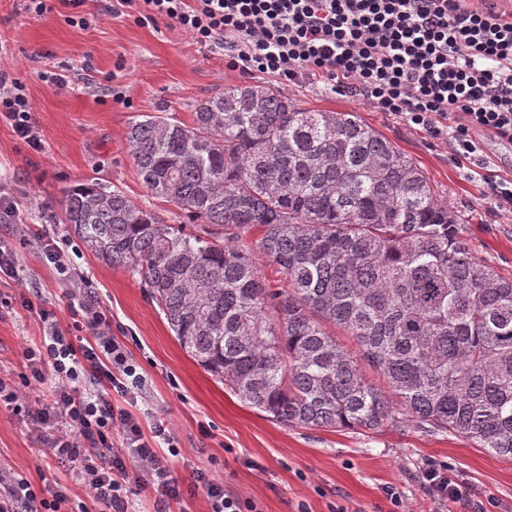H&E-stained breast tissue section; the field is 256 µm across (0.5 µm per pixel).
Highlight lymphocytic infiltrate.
<instances>
[{
	"label": "lymphocytic infiltrate",
	"mask_w": 512,
	"mask_h": 512,
	"mask_svg": "<svg viewBox=\"0 0 512 512\" xmlns=\"http://www.w3.org/2000/svg\"><path fill=\"white\" fill-rule=\"evenodd\" d=\"M124 15L171 20L201 45L232 49L231 66L293 84L316 78L363 97L375 109L446 139L501 210L512 213V178L501 177L485 148L512 143V0H118ZM24 85L0 76V115L17 138L41 146ZM35 312L40 336L22 351L19 382L0 378V404L26 418L32 431L68 466L67 480L38 487L21 474L0 472V512H137L134 489L167 500L184 492L174 479L176 454L164 426L144 437L113 395L137 402L146 379L110 330L93 299L72 292V324L58 326L44 305ZM56 384L37 397L47 375ZM167 455H159V445ZM138 462L130 471L129 462ZM422 481L441 504L462 500L455 469L427 461ZM211 512H258L225 492L207 472L194 475Z\"/></svg>",
	"instance_id": "1"
}]
</instances>
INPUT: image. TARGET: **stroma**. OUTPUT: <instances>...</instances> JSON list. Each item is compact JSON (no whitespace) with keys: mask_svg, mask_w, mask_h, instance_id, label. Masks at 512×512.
Returning a JSON list of instances; mask_svg holds the SVG:
<instances>
[{"mask_svg":"<svg viewBox=\"0 0 512 512\" xmlns=\"http://www.w3.org/2000/svg\"><path fill=\"white\" fill-rule=\"evenodd\" d=\"M116 6V0H87L95 19L81 28L66 22L63 0L43 19L27 15L23 0H0V74L25 85L43 144L31 150L0 118V192L16 205L15 217L0 219V237L17 242L20 275L0 282V296L15 302L0 316V375L18 377L22 350L39 334L37 318L18 305L19 296L40 297L65 326L69 292L80 288L107 311L113 336L145 375L148 392L133 413L144 434L160 423L169 430L179 451L170 467L182 488L202 470L223 480L225 491L251 499L259 512H297L302 505L307 512H334L339 505L347 512H389L383 490L390 486L407 512H438L421 479L424 463L436 460L455 467L472 499L493 500L491 512H512V461L437 430L390 428L375 435L284 426L239 400L180 347L140 280L84 249L72 278L44 264V243L70 236L45 215L77 181L113 184L169 217L170 204L150 198L131 162L132 117L187 123L191 102L227 87L280 85L277 77L231 67L223 49L198 44L166 21L152 26L116 16ZM50 69L64 75L62 85L41 80ZM284 93L311 110L358 113L447 199L473 254L512 278V214L499 211L482 184L459 168L446 141L317 80ZM0 466L41 487L64 481L67 470L36 441L26 419L4 406Z\"/></svg>","mask_w":512,"mask_h":512,"instance_id":"35a3bbf8","label":"stroma"}]
</instances>
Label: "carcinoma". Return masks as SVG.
Masks as SVG:
<instances>
[{
  "mask_svg": "<svg viewBox=\"0 0 512 512\" xmlns=\"http://www.w3.org/2000/svg\"><path fill=\"white\" fill-rule=\"evenodd\" d=\"M128 141L151 196L190 223L96 180L66 192L63 223L144 282L181 348L242 402L285 426L430 428L512 460V279L357 113L249 84L194 103L190 125L135 116Z\"/></svg>",
  "mask_w": 512,
  "mask_h": 512,
  "instance_id": "1",
  "label": "carcinoma"
}]
</instances>
